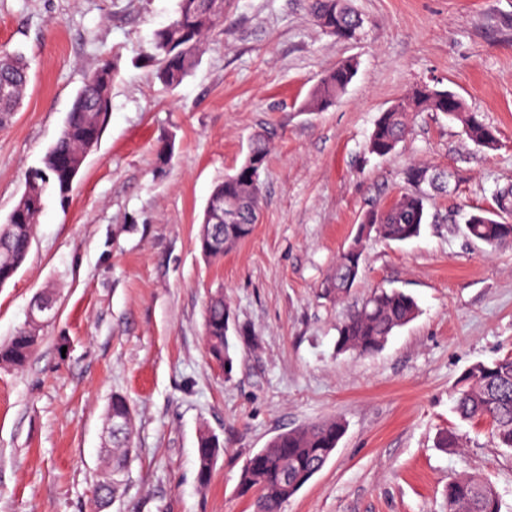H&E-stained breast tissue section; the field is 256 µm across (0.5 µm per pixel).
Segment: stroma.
<instances>
[{
    "label": "stroma",
    "instance_id": "stroma-1",
    "mask_svg": "<svg viewBox=\"0 0 512 512\" xmlns=\"http://www.w3.org/2000/svg\"><path fill=\"white\" fill-rule=\"evenodd\" d=\"M178 2L0 0V50L22 54L30 76L0 129V223L90 69L116 66L107 127L71 191L48 189L30 252L0 287V344L27 326L37 296L55 300L27 364L0 366V512H90L116 393L135 433L106 512H252L239 491L246 459L330 417L343 436L281 512H448V484L466 473L512 512V449L488 421L461 422L452 399L473 364L512 357V246L493 251L464 232L465 215L512 187V0H351L363 28L349 41L324 34L306 0H225L222 25L170 89L148 57ZM349 57L359 67L347 91L303 111ZM421 84L462 98L496 146L426 112L391 155L367 154L379 113ZM257 133L272 141L259 221L207 258L198 235L210 195ZM416 164L448 175L420 237L367 240L356 287L328 298L321 283L363 214L408 191ZM380 288L413 296L418 316L375 354L337 353L338 325ZM218 292L235 328L229 372L203 330ZM204 426L221 444L205 489ZM447 431L461 447H438Z\"/></svg>",
    "mask_w": 512,
    "mask_h": 512
}]
</instances>
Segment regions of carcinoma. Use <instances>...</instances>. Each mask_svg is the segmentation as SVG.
Masks as SVG:
<instances>
[{
  "label": "carcinoma",
  "mask_w": 512,
  "mask_h": 512,
  "mask_svg": "<svg viewBox=\"0 0 512 512\" xmlns=\"http://www.w3.org/2000/svg\"><path fill=\"white\" fill-rule=\"evenodd\" d=\"M315 24L327 35L353 39L362 26V18L349 0H309ZM224 17V0H179L176 17L157 29L153 36V54L157 63L156 78L164 85L178 86L196 65L206 36ZM357 73V62L347 59L338 64L312 91L306 107L323 111L346 91ZM114 66L105 61L92 69L75 97L63 129L56 142L26 181L33 196L45 199L47 189L69 191L79 174L81 154L89 138L100 139L111 112ZM29 68L23 56L0 53V127L8 124L26 95ZM453 103L448 119L460 123L462 133L480 147L496 144L495 130L469 111L455 93L427 85L417 86L394 101L375 120L366 143L367 152L380 158L392 154L408 135L415 116L422 112H441ZM270 149L263 135L254 136L247 157L258 167L255 177L234 174L214 188L224 194V234L217 244L211 243V227L200 233L202 252L219 259L224 252L248 238L258 220L265 162ZM429 177L428 169L414 166L405 178L412 190L400 194L388 206L371 208L363 215L351 244L336 259V264L322 287L340 301L346 298L360 278L365 265L364 243L372 236L394 242H405L420 235L426 221L427 194L419 187L421 177ZM40 213L27 211L25 223L14 222L9 215L0 224V272L19 269L26 260L32 243L33 229ZM468 237L496 250L512 245V224L487 211L472 213L465 222ZM415 299L398 289H379L357 307L338 328L336 349L365 356L381 350L393 332L416 318ZM230 312L224 296L209 298L205 311L204 335L213 359L230 364ZM39 337L29 329L19 330L8 343L0 346V362L23 366L38 344ZM455 409L464 421L487 420L499 446L512 449V357L490 365L477 363L463 376L455 395ZM106 419L119 423L112 432V449L106 457L102 479L112 477V496L121 486L134 433L132 411L124 396L115 394L106 411ZM344 432V424L336 419L319 421L276 435L265 448L249 457L242 469L239 490L254 496L255 512H280L281 505L296 494L325 465ZM220 451L218 438L203 428L198 435V481L208 485L211 470ZM448 512H500L499 498L490 484L477 476L463 475L448 483Z\"/></svg>",
  "instance_id": "1"
}]
</instances>
